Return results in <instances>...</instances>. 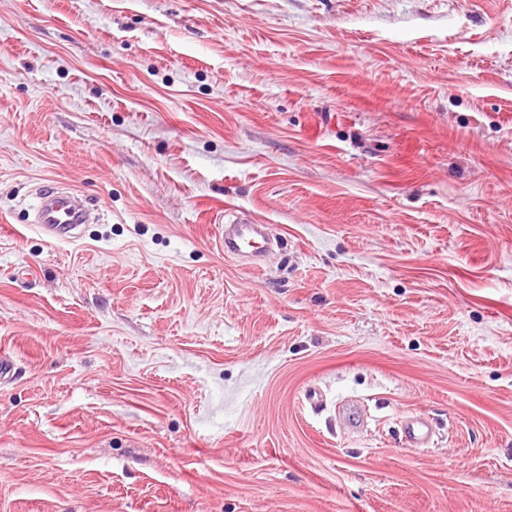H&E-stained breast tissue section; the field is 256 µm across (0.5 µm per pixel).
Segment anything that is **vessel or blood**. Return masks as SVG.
Returning a JSON list of instances; mask_svg holds the SVG:
<instances>
[{
  "label": "vessel or blood",
  "mask_w": 512,
  "mask_h": 512,
  "mask_svg": "<svg viewBox=\"0 0 512 512\" xmlns=\"http://www.w3.org/2000/svg\"><path fill=\"white\" fill-rule=\"evenodd\" d=\"M91 219L92 214L79 194L59 188L40 190L35 202V222L48 239L75 241L83 224ZM222 238L225 257L250 267L256 266L272 246L267 225L248 219L226 222Z\"/></svg>",
  "instance_id": "vessel-or-blood-1"
}]
</instances>
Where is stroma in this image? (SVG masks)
<instances>
[{"label":"stroma","instance_id":"1","mask_svg":"<svg viewBox=\"0 0 512 512\" xmlns=\"http://www.w3.org/2000/svg\"><path fill=\"white\" fill-rule=\"evenodd\" d=\"M0 221V512H512V0H0ZM35 202V224L55 242H73L93 218L84 199L66 189H43ZM221 234L225 257L237 259L250 267H255L273 245L268 225L256 224L249 219L226 222Z\"/></svg>","mask_w":512,"mask_h":512}]
</instances>
